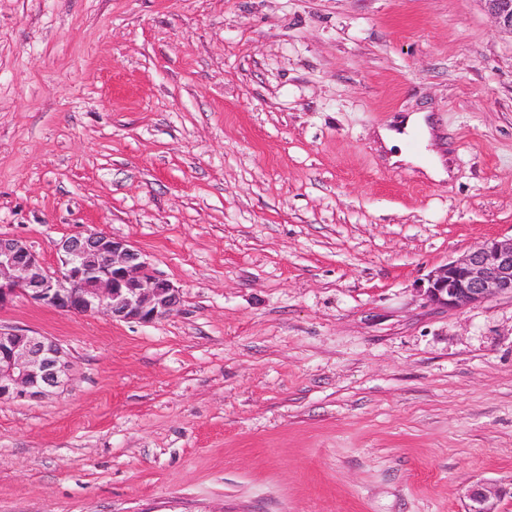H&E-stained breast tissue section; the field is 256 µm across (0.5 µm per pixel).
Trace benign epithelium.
I'll list each match as a JSON object with an SVG mask.
<instances>
[{
	"instance_id": "obj_1",
	"label": "benign epithelium",
	"mask_w": 512,
	"mask_h": 512,
	"mask_svg": "<svg viewBox=\"0 0 512 512\" xmlns=\"http://www.w3.org/2000/svg\"><path fill=\"white\" fill-rule=\"evenodd\" d=\"M512 31V0H486ZM61 267L49 271L19 237L0 234V309L22 297L64 315L104 312L152 323L176 311L179 289L155 274L141 252L102 232L64 238ZM424 294L450 310L512 296V237L488 240L438 267ZM68 361L52 339L0 328V400L36 401L66 386ZM468 512H499L501 492L486 483L468 493Z\"/></svg>"
}]
</instances>
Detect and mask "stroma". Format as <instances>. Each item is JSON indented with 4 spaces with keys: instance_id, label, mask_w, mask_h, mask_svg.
Instances as JSON below:
<instances>
[{
    "instance_id": "35a3bbf8",
    "label": "stroma",
    "mask_w": 512,
    "mask_h": 512,
    "mask_svg": "<svg viewBox=\"0 0 512 512\" xmlns=\"http://www.w3.org/2000/svg\"><path fill=\"white\" fill-rule=\"evenodd\" d=\"M429 112L449 180L376 131ZM127 241L153 322L19 298L68 383L0 401V512H512V31L485 0H0V234ZM424 290L431 303L450 310L497 296L512 297V237L485 241L438 267ZM501 492L488 486L487 483L476 484L468 493L470 501L468 512H500L498 503Z\"/></svg>"
}]
</instances>
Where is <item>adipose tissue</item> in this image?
<instances>
[{
    "instance_id": "1",
    "label": "adipose tissue",
    "mask_w": 512,
    "mask_h": 512,
    "mask_svg": "<svg viewBox=\"0 0 512 512\" xmlns=\"http://www.w3.org/2000/svg\"><path fill=\"white\" fill-rule=\"evenodd\" d=\"M377 142L386 151L389 165L413 166L434 182L451 176L428 113L414 112L400 118L395 127L379 128Z\"/></svg>"
}]
</instances>
